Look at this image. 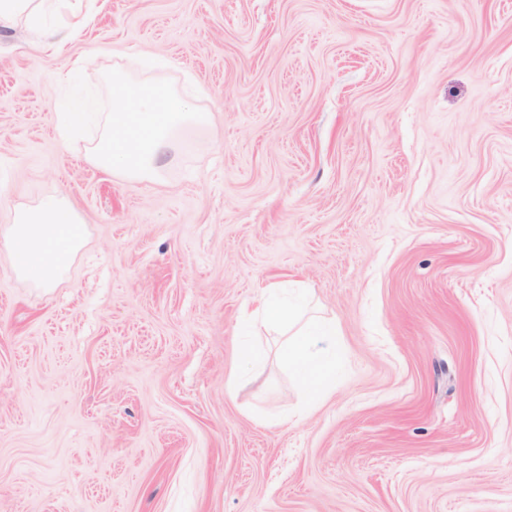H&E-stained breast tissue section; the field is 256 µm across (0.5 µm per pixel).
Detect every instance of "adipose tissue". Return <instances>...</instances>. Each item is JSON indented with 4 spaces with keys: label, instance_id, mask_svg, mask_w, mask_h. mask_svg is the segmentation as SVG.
Returning <instances> with one entry per match:
<instances>
[{
    "label": "adipose tissue",
    "instance_id": "adipose-tissue-1",
    "mask_svg": "<svg viewBox=\"0 0 512 512\" xmlns=\"http://www.w3.org/2000/svg\"><path fill=\"white\" fill-rule=\"evenodd\" d=\"M89 16L71 0H0V29L25 25L33 45L41 47L58 34L60 21L79 30ZM207 115L190 100L161 86L132 88L120 76L112 79V110L105 130L91 153L113 173L142 180L155 179L172 138L181 130L200 126ZM86 225L75 205L61 195L43 197L36 206L9 212L0 224V254L10 271L51 288L83 248ZM289 332L281 357L294 380L306 391L309 403L322 401L336 365V327L317 317H305L299 302L284 297L277 285L263 291L255 310L241 309L237 332L243 341L236 364L226 377V392H234L259 360L250 343L258 326Z\"/></svg>",
    "mask_w": 512,
    "mask_h": 512
}]
</instances>
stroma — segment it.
<instances>
[{
  "instance_id": "1",
  "label": "stroma",
  "mask_w": 512,
  "mask_h": 512,
  "mask_svg": "<svg viewBox=\"0 0 512 512\" xmlns=\"http://www.w3.org/2000/svg\"><path fill=\"white\" fill-rule=\"evenodd\" d=\"M61 49L0 30V210L66 196L55 287L0 259V512H512V0H83ZM211 122L156 180L65 141L60 76ZM335 322L326 400L241 309ZM304 412L297 424L276 417ZM236 359L235 367L226 376L224 383L225 390L228 394H232L235 391L247 371L258 362L259 354L255 347L246 340L239 345Z\"/></svg>"
}]
</instances>
